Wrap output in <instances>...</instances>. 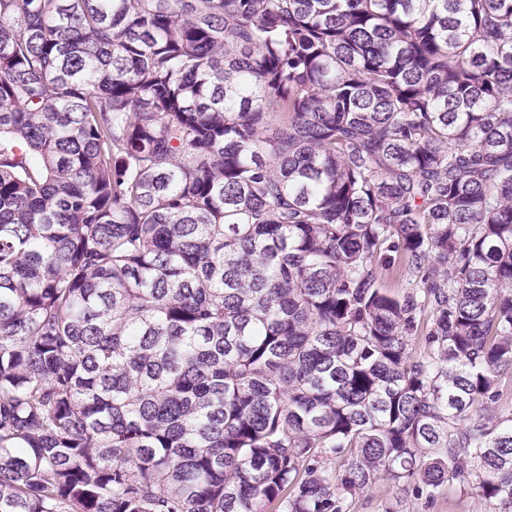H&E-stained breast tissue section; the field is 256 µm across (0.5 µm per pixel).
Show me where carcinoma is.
I'll list each match as a JSON object with an SVG mask.
<instances>
[{
    "label": "carcinoma",
    "instance_id": "obj_1",
    "mask_svg": "<svg viewBox=\"0 0 512 512\" xmlns=\"http://www.w3.org/2000/svg\"><path fill=\"white\" fill-rule=\"evenodd\" d=\"M506 371L512 0H0V512L506 510ZM351 510L352 512H482L477 500L457 488L446 487L431 503L424 495L422 497L413 493L396 495L384 482H379L357 498Z\"/></svg>",
    "mask_w": 512,
    "mask_h": 512
}]
</instances>
